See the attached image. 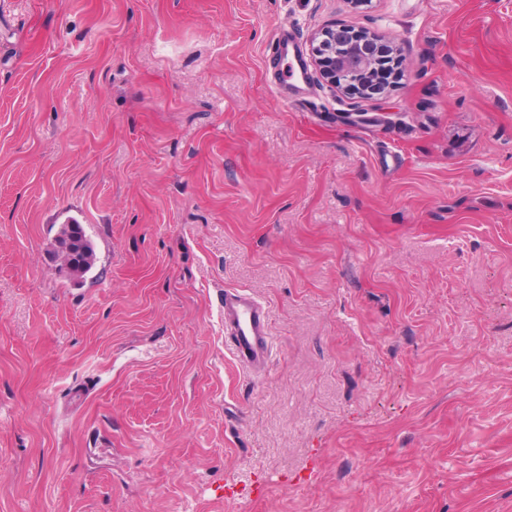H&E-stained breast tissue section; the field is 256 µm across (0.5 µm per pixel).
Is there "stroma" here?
I'll return each instance as SVG.
<instances>
[{"label": "stroma", "instance_id": "1", "mask_svg": "<svg viewBox=\"0 0 512 512\" xmlns=\"http://www.w3.org/2000/svg\"><path fill=\"white\" fill-rule=\"evenodd\" d=\"M0 512H512V0H0ZM311 46L310 63L321 80L366 100L382 94L381 86L368 84L378 69L379 48L398 51L378 36L359 37L345 28L322 29L315 33ZM273 56L279 59V61H287L288 69L285 77V92L288 94L289 85L291 86L290 89L294 92L299 93L300 90H303L304 88L301 85H307L308 79L299 61L294 40L290 39L288 35L278 39L273 46ZM54 252L72 280L82 279L97 258L94 245L77 222L61 225L55 238ZM224 333L227 348L241 370L264 372L273 355L270 315L266 305L247 289L224 291Z\"/></svg>", "mask_w": 512, "mask_h": 512}]
</instances>
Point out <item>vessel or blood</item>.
<instances>
[{"instance_id": "obj_1", "label": "vessel or blood", "mask_w": 512, "mask_h": 512, "mask_svg": "<svg viewBox=\"0 0 512 512\" xmlns=\"http://www.w3.org/2000/svg\"><path fill=\"white\" fill-rule=\"evenodd\" d=\"M273 55L287 62L286 78L292 91H300L307 77L294 40L286 36L278 39ZM224 332L228 337L227 348L245 374L254 376L267 369L273 355L270 315L266 305L249 290H225Z\"/></svg>"}]
</instances>
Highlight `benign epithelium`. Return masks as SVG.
<instances>
[{"instance_id":"1","label":"benign epithelium","mask_w":512,"mask_h":512,"mask_svg":"<svg viewBox=\"0 0 512 512\" xmlns=\"http://www.w3.org/2000/svg\"><path fill=\"white\" fill-rule=\"evenodd\" d=\"M383 45L375 35L359 37L344 28H325L313 37L310 63L329 86L369 100L382 94L381 87L369 85V79L378 68V48Z\"/></svg>"}]
</instances>
